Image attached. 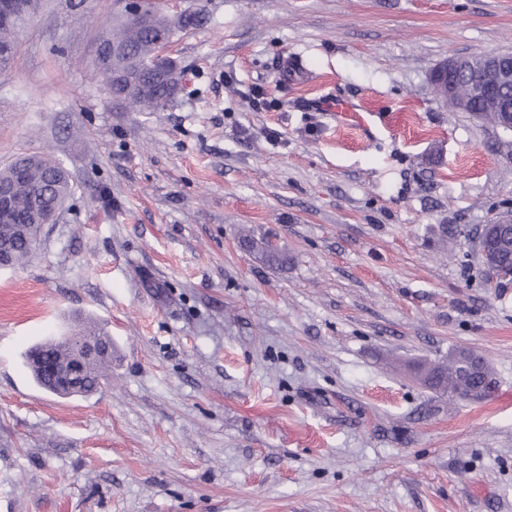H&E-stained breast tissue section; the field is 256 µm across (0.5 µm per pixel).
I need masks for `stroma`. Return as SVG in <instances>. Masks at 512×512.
I'll return each instance as SVG.
<instances>
[{
	"label": "stroma",
	"mask_w": 512,
	"mask_h": 512,
	"mask_svg": "<svg viewBox=\"0 0 512 512\" xmlns=\"http://www.w3.org/2000/svg\"><path fill=\"white\" fill-rule=\"evenodd\" d=\"M42 2L0 75V166L45 151L74 188L0 268V512H512V284L484 287L475 238L512 215V132L429 81L512 51V0H179L203 20L161 112L98 70L125 0ZM89 321L103 389L38 387L26 351ZM459 350L482 400L415 373ZM243 245L252 253L271 267L282 268L288 264V256L273 248L264 238H255L251 235L243 237Z\"/></svg>",
	"instance_id": "obj_1"
}]
</instances>
